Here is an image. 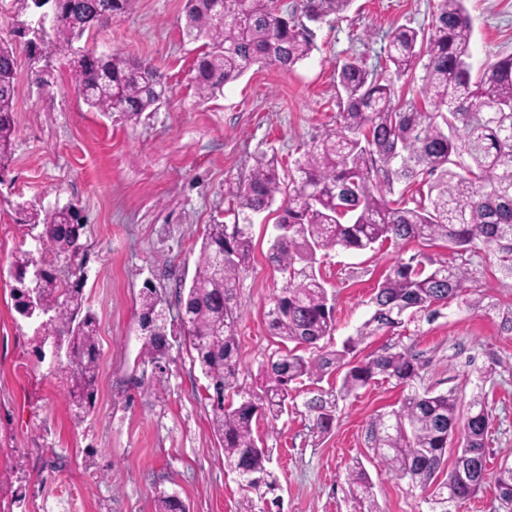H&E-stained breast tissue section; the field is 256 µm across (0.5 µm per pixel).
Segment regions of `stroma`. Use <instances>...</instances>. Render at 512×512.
I'll return each mask as SVG.
<instances>
[{
	"mask_svg": "<svg viewBox=\"0 0 512 512\" xmlns=\"http://www.w3.org/2000/svg\"><path fill=\"white\" fill-rule=\"evenodd\" d=\"M183 5L137 0L129 15L81 40L91 51L148 61L160 74L166 96L158 112L136 124L90 109L69 59H53L54 81L46 86L36 83L26 52L17 53V140L10 180L0 186V512H13L18 491L22 512H47L66 496L69 512H155L162 491L178 494L189 512H237L242 491L211 428L206 380L176 328L175 288L191 281L207 226L233 221L225 182L245 177L263 155L288 174L314 139L339 126L335 64L353 57L371 69L382 66L392 28L428 27L439 0H352L340 16L313 25V51L294 69L253 65L207 101L192 84L201 45L182 37ZM466 7L474 68L512 54V0H466ZM23 201L75 205L85 224L74 260L47 249L39 254L62 287L80 288L99 324L95 404L81 418L67 401L65 376L35 353L45 333L40 321H23L13 309L11 263L34 248L39 233L18 223ZM277 217L273 209L252 215L253 256L236 290L240 359L249 375L278 347L264 320L283 282L267 260ZM425 255L456 259L444 245L417 241L322 257L335 320L322 347L341 348L370 318L375 288L397 259ZM468 257L483 272L481 309L453 306L432 322L378 332L357 355L409 347L420 357L417 388L454 393L462 409L474 393L485 395L487 477L458 512H506L495 476L512 466V335L500 332L499 313L512 307V278L501 273L497 251L480 245ZM148 285L162 296L173 328L159 372L141 356L140 294ZM478 365L495 371L478 379ZM403 394L394 382L375 380L338 401L323 436L313 432L304 391L274 426L258 422V435L273 450L280 512H354L346 475L356 460L382 512H431L421 491L385 469L369 447L371 418Z\"/></svg>",
	"mask_w": 512,
	"mask_h": 512,
	"instance_id": "1",
	"label": "stroma"
}]
</instances>
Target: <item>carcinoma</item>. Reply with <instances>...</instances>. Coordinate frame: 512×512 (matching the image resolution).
I'll use <instances>...</instances> for the list:
<instances>
[{
  "instance_id": "carcinoma-1",
  "label": "carcinoma",
  "mask_w": 512,
  "mask_h": 512,
  "mask_svg": "<svg viewBox=\"0 0 512 512\" xmlns=\"http://www.w3.org/2000/svg\"><path fill=\"white\" fill-rule=\"evenodd\" d=\"M44 0L49 31L35 45H24L33 62H44L37 82H44L57 54L74 57L72 77L85 103L104 114L120 112L137 122L155 112L166 87L152 65L118 53H80L75 43L94 28L130 13L136 0ZM465 0H440L428 29L399 25L391 30L385 66L367 69L349 58L337 68L345 96L339 127L314 141L296 161L289 186L281 181L277 161L261 158L248 176L225 183V195L236 204L242 221L210 224L195 274L179 296L187 320L181 323L195 351L193 363L213 391L211 427L222 442L224 466L242 477L238 512H273L279 484L270 469L272 449L255 435L259 420L273 422L288 411L292 384L306 377L320 380L344 370L338 396L356 394L378 376L408 386L417 376L416 358L408 350L386 349L355 360L357 348L375 332L411 322L421 313L431 321L440 309L456 304L474 308L471 296L485 287L472 262L397 261L378 284L374 311L340 350L305 358L288 349L271 356L248 387L239 384L236 303L239 275L252 249L250 215L269 209L283 194L288 203L273 225L269 262L286 275L270 298L269 330L285 345H315L334 329L324 280L316 273L318 253L336 248L365 251L381 241L396 244L442 241L464 255L481 242L502 253L503 274L512 276V55L502 57L472 76L473 27ZM19 18L14 33L38 14L36 0H11ZM351 0H298L283 13L279 0H186L182 35L203 41L193 82L201 100L223 91L255 64L290 70L313 50V32L330 15L346 11ZM17 46L0 41V184L11 165L16 138L13 116ZM422 68L416 95L407 97L399 83ZM418 183V197L400 194L394 185ZM24 222L43 226L36 250L52 249L69 260L78 256L85 233L72 206L19 205ZM11 275L13 308L26 319L22 289L30 281L39 288L38 307L49 316L53 347L66 351L58 366L70 380L69 402L80 410L94 404L99 340L96 318L81 313L82 297L61 287L56 273L31 250L15 255ZM152 317L157 333L142 346L143 359L161 365L168 351V328L161 298L152 290L141 297V318ZM306 407L315 413L319 433H327L332 414L322 396ZM490 414L481 395L466 413L452 393L411 391L396 409L369 424L371 448L382 465L411 485L427 489L436 509L469 500L486 480V439ZM462 429L447 477L438 480L448 440ZM347 483L355 512H383L372 493L366 469L349 467ZM501 503L512 506V467L498 473Z\"/></svg>"
}]
</instances>
